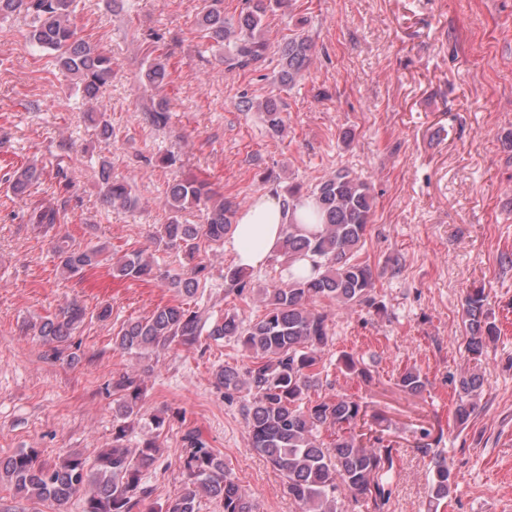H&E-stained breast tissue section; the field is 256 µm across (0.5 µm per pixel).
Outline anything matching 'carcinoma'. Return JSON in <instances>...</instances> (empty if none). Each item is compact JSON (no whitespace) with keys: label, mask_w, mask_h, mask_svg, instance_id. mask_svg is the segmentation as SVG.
<instances>
[{"label":"carcinoma","mask_w":512,"mask_h":512,"mask_svg":"<svg viewBox=\"0 0 512 512\" xmlns=\"http://www.w3.org/2000/svg\"><path fill=\"white\" fill-rule=\"evenodd\" d=\"M75 0H0V18L16 13L32 18L28 41L49 53L55 65L74 76L84 98L94 104L112 80V58L99 52L81 38L70 23ZM222 0H205L197 17L203 37L224 50V69L256 68L265 61L271 45L261 32V19L271 3L284 0H245V8L227 17ZM313 54L312 40L294 33L279 46V80L291 85L302 78ZM167 76L164 62L156 58L149 64L145 78L158 86ZM254 103L244 97L238 103L249 112ZM263 121L274 135L286 130L283 112L273 100L257 105ZM149 119L163 128L170 120L166 102L152 104ZM40 172L27 166L15 172L14 192L23 193ZM106 189V201L112 206L134 209L138 198L129 184L112 178V167L104 161L99 169ZM312 199L317 205L319 229L307 233L288 222L277 254L288 265L287 280L262 289L265 313L246 320L236 312L209 321L204 312L182 303L166 304L144 320L129 322L114 334L113 345L139 359L174 344L191 345L207 334L215 340L233 338L251 355L252 364L241 370L224 366L215 373L216 384L224 396L233 399L242 394L244 419L251 449L266 459L285 481L288 497L300 512H336L342 494L363 499L366 507L380 512L391 494L396 472V449L383 440L363 442L356 431L363 419L359 400L343 394L307 399L320 380L319 356L328 346V314L316 303L328 300L339 307L355 308L375 304V278L371 267L357 259L374 207L370 185L348 169H339L306 190L288 188V201ZM168 222L161 225L155 244L175 249L184 255L186 273L166 278V287L188 298L197 294L205 278L206 266L195 262L200 241L221 245L234 229L237 204L210 188L204 180L182 179L168 185ZM190 206L202 210L204 223L181 222L182 212ZM31 223L49 231L57 221L51 206L32 212ZM60 274L66 278L82 276L102 265L120 280L150 282L157 278L153 260L141 251L119 258L105 243L85 249L72 248L61 241L56 246ZM228 288L243 294L249 287L246 274L231 268L225 273ZM489 294L483 287L467 290L462 323L466 350L479 356L486 342L497 335L488 321ZM87 318L85 308L71 303L59 313L45 318L39 326L44 339L63 343ZM420 370L409 368L398 377L397 386L408 394H419L426 387ZM481 381L476 376L458 381L452 411L453 421L465 427L477 410L476 396ZM112 445L102 448L91 459L79 454L67 455L60 463L39 461L35 448L0 459V479L7 480L17 494L34 503L50 501L59 507L73 499L83 501V512H132L150 494L142 477L156 464L160 444L158 436L143 439L136 448L128 447L133 419L138 415L145 394L144 382L134 373L123 372L112 378ZM328 434L329 440L322 438ZM181 441L185 481L182 491L168 502L165 512H198L203 496L219 501L223 512H256L245 489L231 477L214 450L196 429L186 430ZM454 484L451 466L435 463L432 478L433 499L448 498Z\"/></svg>","instance_id":"cac0c4a2"}]
</instances>
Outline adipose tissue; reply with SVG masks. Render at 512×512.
Segmentation results:
<instances>
[{"label": "adipose tissue", "mask_w": 512, "mask_h": 512, "mask_svg": "<svg viewBox=\"0 0 512 512\" xmlns=\"http://www.w3.org/2000/svg\"><path fill=\"white\" fill-rule=\"evenodd\" d=\"M291 222L315 231L318 216L314 202L301 199L290 205L271 194L255 198L236 219L231 250L237 266L246 270L264 266L276 253L283 230Z\"/></svg>", "instance_id": "ef3b65f1"}]
</instances>
